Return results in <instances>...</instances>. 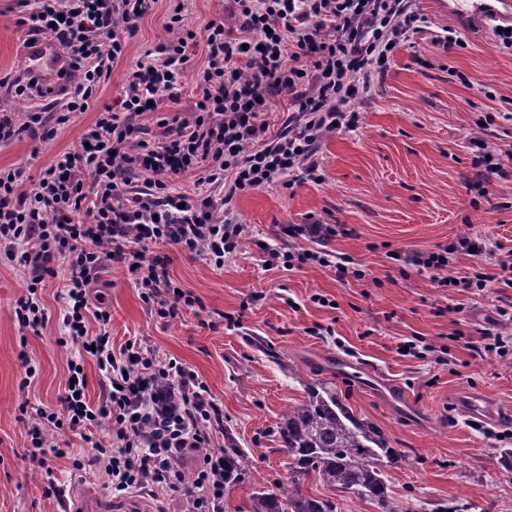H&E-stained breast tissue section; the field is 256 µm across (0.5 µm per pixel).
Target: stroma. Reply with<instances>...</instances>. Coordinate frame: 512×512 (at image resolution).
Returning a JSON list of instances; mask_svg holds the SVG:
<instances>
[{
	"instance_id": "obj_1",
	"label": "stroma",
	"mask_w": 512,
	"mask_h": 512,
	"mask_svg": "<svg viewBox=\"0 0 512 512\" xmlns=\"http://www.w3.org/2000/svg\"><path fill=\"white\" fill-rule=\"evenodd\" d=\"M18 0H0V108L25 116L61 112L57 93L15 95L30 42L17 26ZM428 20L414 48L395 53L385 75L356 105L358 129L327 136L318 156L323 183L290 189L262 187L237 196L233 210L245 227L238 251L216 267L204 255L160 246L170 256L169 276L196 305L178 318L157 317L124 272L109 268L98 293L112 313V346L136 339L157 359H175L204 381L224 410V430L255 462L251 477L224 497V512H249L256 493L287 480L286 458L277 452V425L290 404L302 399L305 383H332L357 415L382 431L402 462L386 467L401 512H512V472L500 464L512 449V360L472 355L481 331L512 335V323L497 314L496 288L460 292L433 284L428 273L405 265L404 256L430 251L457 236L473 234L512 248V49L500 40L463 32L464 47L444 51L434 39L442 22L430 17L429 0H416ZM170 0H158L140 24L123 58L98 94L118 117L126 71L145 51L166 38ZM232 0H185L183 17L196 34L179 100L162 99L161 112L188 114L204 63L206 27L229 18ZM491 114L486 129L476 123ZM96 108L71 115L51 139L21 133L0 143V169L25 167L38 175L57 153L77 151ZM483 137L501 156L505 177H493L487 200L472 207L476 192L473 137ZM345 224L353 234L333 240L331 251L353 259L364 279L338 281L334 269L308 264L279 266L287 251L284 226L309 220ZM400 260H392V253ZM26 283L16 270L0 267V512H63L42 493L43 469L32 459L18 406L59 408L70 350L64 336L61 279L41 292L50 320L39 335L21 337L12 312ZM327 303H315V295ZM420 341L444 350L449 365L401 355L399 346ZM38 369L21 388L23 358ZM378 368L364 375V366ZM405 392L409 403L394 400ZM483 394L501 418L493 430L471 425L457 412L464 391ZM65 492L95 489L106 512H120L126 500L142 512H180L179 502L145 491L112 494L104 472L73 469L53 460Z\"/></svg>"
}]
</instances>
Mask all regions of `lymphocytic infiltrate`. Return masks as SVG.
Masks as SVG:
<instances>
[{
  "label": "lymphocytic infiltrate",
  "mask_w": 512,
  "mask_h": 512,
  "mask_svg": "<svg viewBox=\"0 0 512 512\" xmlns=\"http://www.w3.org/2000/svg\"><path fill=\"white\" fill-rule=\"evenodd\" d=\"M157 0H24L18 26L49 33L62 48V68L78 73L66 111L54 116L0 113V142L21 132L50 138L71 113L86 111L101 82L150 15ZM233 24L210 21L205 66L189 116L158 115L161 95L180 96L179 78L188 66L196 34L176 0L168 36L146 51L124 79L119 120L103 106L84 131L78 151L63 152L30 178L26 169H0V264L20 272L27 288L15 302L13 318L21 333L39 332L49 316L39 292L46 280L64 281L60 345L75 349L68 359L60 409L31 413L27 435L31 457L44 463V496L64 491L49 467L50 458H68L77 470L100 469L115 494L130 489L152 495L184 497V512H224V411L209 387L183 363L157 360L137 340L113 350L106 308H93L92 294L105 270L121 268L153 305L159 318L176 319L194 299L174 284L168 257L154 252L166 243L204 254L223 265L244 227L231 204L238 195L266 186L292 188L322 182L316 157L327 134L356 129V100L368 94L396 50L413 46L425 19L413 0H234ZM288 95L292 109L283 132L269 137L264 117L271 100ZM156 113L160 137L136 124L140 113ZM155 179L132 188L135 175ZM196 174V190L186 194L173 177ZM33 190H26V181ZM293 238L313 249L283 253L286 269L315 264L333 267L338 279L361 277L350 258L332 257L327 244L352 236L343 224L314 221L291 227ZM485 239L461 235L437 250L413 252L407 263L430 272L440 286L469 290L491 284L512 288V250L506 249L495 272L456 276L458 256L482 257ZM96 331H89L88 319ZM102 375L97 401L86 395L85 357ZM110 425V440L96 430ZM78 436L91 452L84 455L57 444V437ZM194 458L193 480L183 466Z\"/></svg>",
  "instance_id": "obj_1"
}]
</instances>
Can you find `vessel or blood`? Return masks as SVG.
<instances>
[{
  "label": "vessel or blood",
  "instance_id": "vessel-or-blood-1",
  "mask_svg": "<svg viewBox=\"0 0 512 512\" xmlns=\"http://www.w3.org/2000/svg\"><path fill=\"white\" fill-rule=\"evenodd\" d=\"M432 14L440 19H454L459 26L474 32H486L512 26V0H430ZM57 67V58L48 44H30L25 62L27 77L50 78ZM457 407L468 421L485 424L496 421L494 407L480 394L467 393Z\"/></svg>",
  "mask_w": 512,
  "mask_h": 512
}]
</instances>
